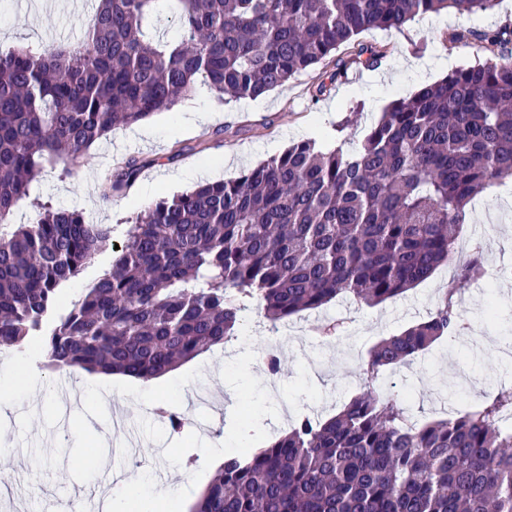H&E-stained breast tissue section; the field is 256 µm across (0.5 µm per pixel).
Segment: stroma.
<instances>
[{
	"label": "stroma",
	"mask_w": 512,
	"mask_h": 512,
	"mask_svg": "<svg viewBox=\"0 0 512 512\" xmlns=\"http://www.w3.org/2000/svg\"><path fill=\"white\" fill-rule=\"evenodd\" d=\"M94 5V0H0V47L77 41ZM507 23L512 24V0L469 20L442 12L428 25L363 32L358 42L387 47L381 64L350 68L316 101L310 95L318 77L314 69L256 101L221 102L194 91L176 112H206L209 122L180 128L176 113L162 112L151 118L150 136L115 130L90 148L75 173L48 171L32 184L30 195L59 209L79 210L90 222L115 225L114 239L122 241L139 206L192 190L200 181V164L223 161L219 177L225 180L312 136L352 149L393 99L437 82V75L414 69L411 60L449 57L457 68L485 61L480 41L446 47L443 38L463 27L487 31ZM179 146L186 152L178 157ZM127 156L141 158L144 168L132 188L103 200L104 171ZM459 242L481 244L484 281L457 282L454 266L443 265L404 295L375 307L343 296L275 327L260 309L248 311L241 336L155 384L154 402L202 424L193 434L171 433L132 388L105 384L98 373L69 369L80 393L79 403L69 407L56 391L57 373L46 370L27 378L0 367V392L9 394L12 404L0 417L6 435L0 463L12 481L0 485V512H65L79 490L90 492V512H103L102 487L108 477L122 475L128 456L121 446L127 440L136 444L146 493L181 494L182 508L189 512L217 469L202 456L203 447L235 441L243 431L257 448L287 432L299 413L335 415L363 391L361 366L370 350L427 320L449 289L467 324L462 336L437 340L409 363L388 369L375 392L405 399L421 423L482 403L489 389L512 385V362H502L498 353L512 346L511 184L487 189L475 201ZM273 342L282 362L274 377L265 367ZM80 424L89 425L90 434L67 437L68 426Z\"/></svg>",
	"instance_id": "stroma-1"
}]
</instances>
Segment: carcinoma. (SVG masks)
I'll return each instance as SVG.
<instances>
[{
  "label": "carcinoma",
  "mask_w": 512,
  "mask_h": 512,
  "mask_svg": "<svg viewBox=\"0 0 512 512\" xmlns=\"http://www.w3.org/2000/svg\"><path fill=\"white\" fill-rule=\"evenodd\" d=\"M157 2L98 0L81 41L0 49V345L37 343L56 370L154 378L238 336L253 304L274 327L343 294L367 306L403 295L455 260L468 204L512 181V30L463 29L450 42L478 38L489 59L393 100L348 151L302 141L161 198L117 245L112 225L76 210L38 203L35 222L6 224L47 169L75 172L107 132L199 84L220 101L256 98L319 66L318 98L385 57L359 34L443 9L472 18L499 0H167L171 40L149 30ZM142 168L127 158L109 189ZM109 248L111 269L63 306V288ZM484 273L477 246L457 279ZM462 328L450 288L428 320L373 347L367 383ZM506 414L512 387L425 424L368 391L224 458L190 512H512Z\"/></svg>",
  "instance_id": "1"
}]
</instances>
